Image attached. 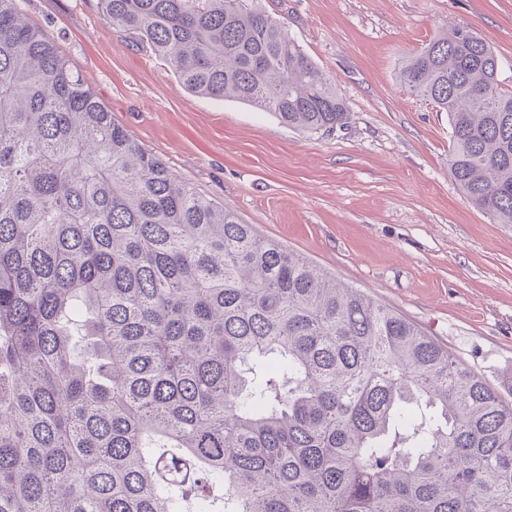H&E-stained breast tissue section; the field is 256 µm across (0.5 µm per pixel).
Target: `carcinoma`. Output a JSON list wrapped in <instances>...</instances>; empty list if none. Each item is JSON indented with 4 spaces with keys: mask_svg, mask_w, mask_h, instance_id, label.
Masks as SVG:
<instances>
[{
    "mask_svg": "<svg viewBox=\"0 0 512 512\" xmlns=\"http://www.w3.org/2000/svg\"><path fill=\"white\" fill-rule=\"evenodd\" d=\"M197 95L303 131L335 84L248 0H100ZM457 26L404 61L512 224V92ZM0 512H512V406L143 149L0 0Z\"/></svg>",
    "mask_w": 512,
    "mask_h": 512,
    "instance_id": "cac0c4a2",
    "label": "carcinoma"
}]
</instances>
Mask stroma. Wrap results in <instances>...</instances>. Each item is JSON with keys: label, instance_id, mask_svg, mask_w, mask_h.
I'll return each mask as SVG.
<instances>
[{"label": "stroma", "instance_id": "obj_1", "mask_svg": "<svg viewBox=\"0 0 512 512\" xmlns=\"http://www.w3.org/2000/svg\"><path fill=\"white\" fill-rule=\"evenodd\" d=\"M334 78L329 133L183 89L99 0H17L115 122L198 193L417 325L512 404V225L448 171L447 113L400 84L403 61L456 26L496 52L512 90V0H257Z\"/></svg>", "mask_w": 512, "mask_h": 512}]
</instances>
